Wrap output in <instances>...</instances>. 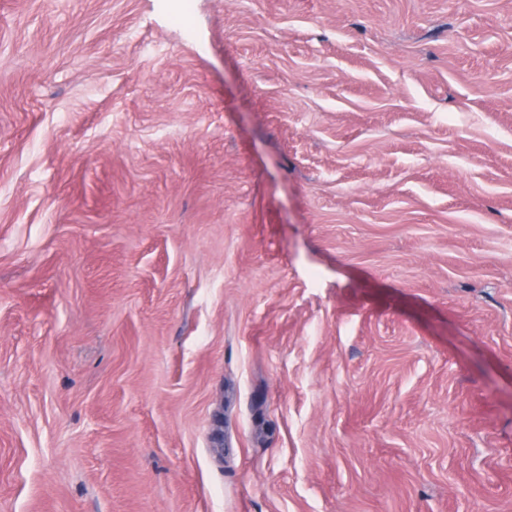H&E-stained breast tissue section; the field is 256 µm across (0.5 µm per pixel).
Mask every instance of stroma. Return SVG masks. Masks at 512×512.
Segmentation results:
<instances>
[{"label": "stroma", "mask_w": 512, "mask_h": 512, "mask_svg": "<svg viewBox=\"0 0 512 512\" xmlns=\"http://www.w3.org/2000/svg\"><path fill=\"white\" fill-rule=\"evenodd\" d=\"M178 5L0 0V512H512V0Z\"/></svg>", "instance_id": "stroma-1"}]
</instances>
